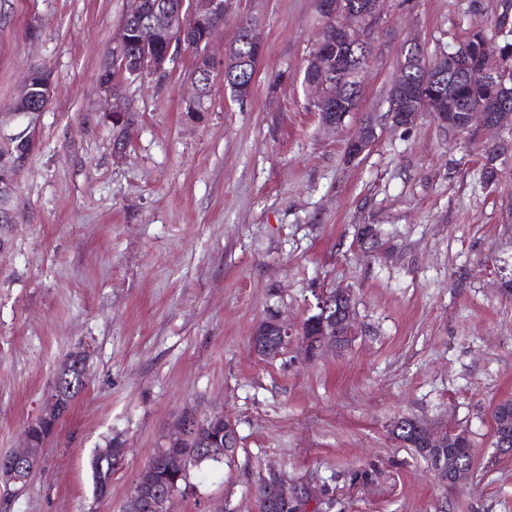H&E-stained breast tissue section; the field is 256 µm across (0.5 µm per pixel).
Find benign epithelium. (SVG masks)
Here are the masks:
<instances>
[{
	"label": "benign epithelium",
	"instance_id": "benign-epithelium-1",
	"mask_svg": "<svg viewBox=\"0 0 512 512\" xmlns=\"http://www.w3.org/2000/svg\"><path fill=\"white\" fill-rule=\"evenodd\" d=\"M232 0H183L180 7H175L170 0H131V7L126 13L117 38L114 41L116 51L126 54L132 41L129 39L130 30H135L140 42L146 43L151 34L161 29L170 33L167 49L155 57L144 61V70L151 75L163 73L173 63L175 53L173 48L177 41L184 39L185 35L195 28L202 31L199 37V50L194 63V70L205 78H212L216 68L228 72L230 67L241 68L247 60L230 55V48H225L224 55L216 58L208 53V47L216 32L224 26L223 18ZM382 0L371 2L359 13L352 12L344 7L343 0H317L316 7L325 18H336L335 30H326L319 33L316 44L321 45L331 35L345 40L353 48L367 50L373 35V26L380 14ZM235 37L242 38L253 50V59L258 62L264 54V45L259 35L258 21L253 19L243 22L237 28ZM412 52L407 61L412 69L429 78L433 82L429 91L430 99L426 105L414 112H403L391 118L396 127L410 128L414 126L424 114H429L435 122L442 126L448 121L442 119L444 112L440 103L445 98L444 86L448 83V73L444 68V60L449 53L443 52L430 60L425 45L416 39L409 41ZM312 66L318 70L317 79L308 83L310 99L326 100L329 105L339 101L340 93L333 92L335 81L330 75L321 71L320 57L310 58ZM505 79L498 78L490 86V92L497 101L493 108L494 115L486 112H471L468 115V126L481 132L498 130L512 119V97L504 87ZM28 123L26 143L35 142L37 124L28 121V115L23 112L11 113V122L0 123V149L5 156L0 160L6 167L15 168L25 157H16L12 153L11 141L15 137L14 129L22 123ZM377 137L376 128L371 126L359 131L350 138L348 144L353 154L360 156L367 151ZM13 190V178L4 173L0 175V220H8L12 216L9 208ZM305 352L315 355L325 348L336 347V317L321 319V330L317 335L302 337ZM60 393L52 387L44 398L43 410L40 419L45 420L59 415ZM420 441L424 447L431 451L434 462L432 468L436 478L442 483L458 484L461 482V471L453 463V456L448 450V425H428L418 429ZM237 430L229 419L222 415H210L204 418L194 416L180 421L175 436L168 439V453L165 465L168 473L175 474L183 466V446L187 442L195 443V451L202 458L223 459L233 455L237 447ZM125 449L107 446L99 449L96 454L98 468L112 464L118 466L123 461ZM42 448L32 444L29 435H23V444L20 448L0 454V484L5 490L12 487L24 488L36 473ZM268 490L274 492V499L292 506L301 512L309 502L307 493L296 488L290 489L274 471L264 477ZM171 496L163 491L158 478L154 462L150 461L135 481L125 502L124 512H170Z\"/></svg>",
	"mask_w": 512,
	"mask_h": 512
}]
</instances>
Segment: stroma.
Instances as JSON below:
<instances>
[{
  "label": "stroma",
  "instance_id": "stroma-1",
  "mask_svg": "<svg viewBox=\"0 0 512 512\" xmlns=\"http://www.w3.org/2000/svg\"><path fill=\"white\" fill-rule=\"evenodd\" d=\"M127 0H0V113L29 66L56 91L0 224V453L19 448L61 363L87 386L48 438L30 483L0 512H121L184 411L224 414L237 448L190 469L171 512H253L276 471L315 494L307 512H512V452L492 411L512 399V152L479 179L500 132L449 139L431 117L390 121L406 40L454 50L480 22L512 30V0H384L358 109L324 129L302 84L315 0H237L209 51L243 17L264 40L251 96L212 79L188 109L194 57L126 83L116 125L98 87ZM373 121L354 161L347 141ZM376 224L375 250L355 230ZM349 288L347 345L307 356L298 331L320 290ZM275 313L294 333L273 360L252 336ZM467 429L465 483H440L391 433L400 417ZM127 453L108 498L88 463Z\"/></svg>",
  "mask_w": 512,
  "mask_h": 512
}]
</instances>
